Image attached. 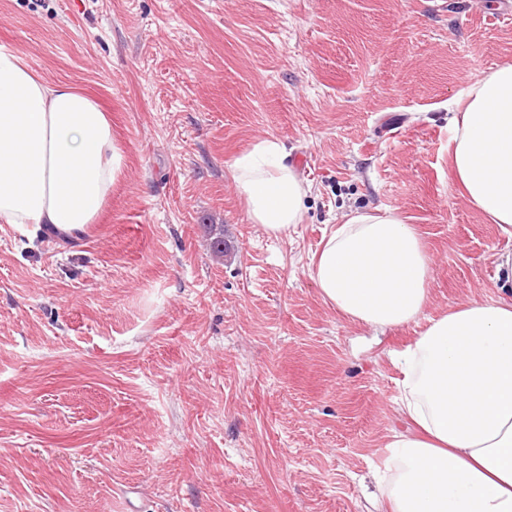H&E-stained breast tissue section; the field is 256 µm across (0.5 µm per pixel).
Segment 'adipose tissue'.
<instances>
[{"label": "adipose tissue", "mask_w": 512, "mask_h": 512, "mask_svg": "<svg viewBox=\"0 0 512 512\" xmlns=\"http://www.w3.org/2000/svg\"><path fill=\"white\" fill-rule=\"evenodd\" d=\"M453 166L469 203L512 236V63L468 92L452 117ZM284 146L264 140L231 175L253 223L273 237L304 215L308 188ZM124 154L101 106L48 85L0 52V222L77 233L95 223ZM432 258L392 210L353 212L310 267L324 300L374 330L424 316ZM393 364L402 373L385 467L391 512H512V301H471L428 320Z\"/></svg>", "instance_id": "adipose-tissue-1"}]
</instances>
